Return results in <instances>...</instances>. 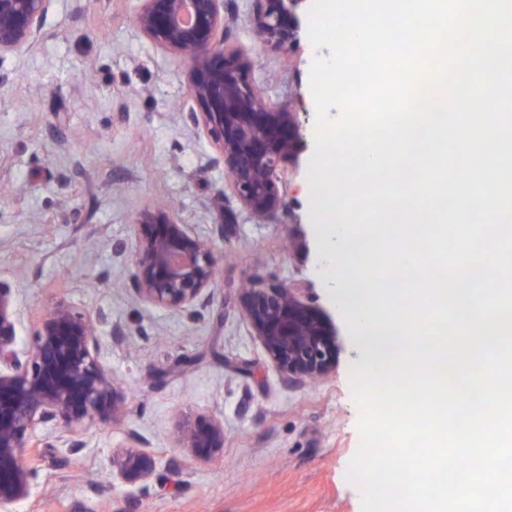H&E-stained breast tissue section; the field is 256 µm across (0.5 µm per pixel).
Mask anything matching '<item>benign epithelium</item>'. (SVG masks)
<instances>
[{
    "mask_svg": "<svg viewBox=\"0 0 512 512\" xmlns=\"http://www.w3.org/2000/svg\"><path fill=\"white\" fill-rule=\"evenodd\" d=\"M53 0H0V57L32 46L44 33ZM305 0H251L250 25L259 41L282 53L299 41ZM135 23L156 47L182 59L206 138L230 176L240 204L258 219L283 204L277 182L297 153L294 113L271 106L249 78L250 59L224 43V0H140ZM131 252L133 290L145 304L174 310L210 298L218 257L212 241L170 212L141 214ZM242 312L274 366L300 381L325 375L335 358L333 332L299 293L256 283L242 294ZM100 321L58 301L44 310L32 342L19 348L14 288L0 280V507L30 494L36 471L25 462L40 425L61 424L74 452L79 432L93 420L126 412V392L101 360ZM174 437L181 448L211 456L224 449V424L211 417L182 420ZM146 440L130 432L112 451V473L145 484L155 473Z\"/></svg>",
    "mask_w": 512,
    "mask_h": 512,
    "instance_id": "benign-epithelium-1",
    "label": "benign epithelium"
}]
</instances>
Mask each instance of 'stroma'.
<instances>
[{"label":"stroma","instance_id":"1","mask_svg":"<svg viewBox=\"0 0 512 512\" xmlns=\"http://www.w3.org/2000/svg\"><path fill=\"white\" fill-rule=\"evenodd\" d=\"M250 5L224 0V41L248 53L252 82L294 112L302 141L278 183L283 205L265 221L242 208L196 135L186 67L141 35L138 0H53L43 37L0 57V280L15 289L21 342L56 301L103 314L102 358L129 392L122 419L88 426L79 453L64 447L62 426L41 428L30 495L4 512H362L347 477L360 445L349 369L361 356L323 284L305 190L310 70L330 51L305 32L290 55L263 48ZM158 206L216 239L209 302L169 310L136 299L134 224ZM250 280L298 289L327 320L336 357L324 378L301 383L273 366L240 311ZM181 413L221 418L223 453L201 460L177 447ZM131 429L157 462L144 487L112 474V450Z\"/></svg>","mask_w":512,"mask_h":512}]
</instances>
